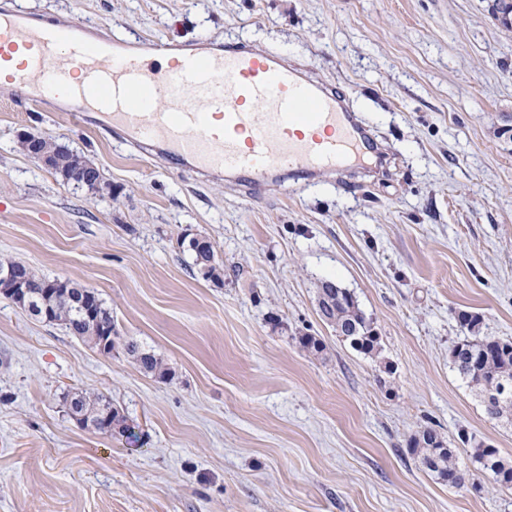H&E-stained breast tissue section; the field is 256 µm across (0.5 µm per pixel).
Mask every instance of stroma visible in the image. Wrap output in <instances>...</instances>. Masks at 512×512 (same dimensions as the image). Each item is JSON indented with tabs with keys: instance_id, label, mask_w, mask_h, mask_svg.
<instances>
[{
	"instance_id": "stroma-1",
	"label": "stroma",
	"mask_w": 512,
	"mask_h": 512,
	"mask_svg": "<svg viewBox=\"0 0 512 512\" xmlns=\"http://www.w3.org/2000/svg\"><path fill=\"white\" fill-rule=\"evenodd\" d=\"M492 0H0L116 36L275 50L339 84L396 157L355 180L245 198L147 146L33 108L0 84V260L93 289L143 372L0 296V512H512L471 445L512 464V425L454 369L457 314L512 341V30ZM31 132L93 161L64 183L18 148ZM202 236L224 268L192 270ZM330 281L379 337L355 350L318 311ZM312 336L321 353L298 339ZM111 400L130 434L67 412ZM434 428L465 483L408 453ZM122 349L134 361V363L145 373H150L160 380H166L168 370L164 368L163 363L153 353L140 348L134 340H125L122 343Z\"/></svg>"
}]
</instances>
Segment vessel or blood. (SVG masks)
Returning <instances> with one entry per match:
<instances>
[{"instance_id": "1", "label": "vessel or blood", "mask_w": 512, "mask_h": 512, "mask_svg": "<svg viewBox=\"0 0 512 512\" xmlns=\"http://www.w3.org/2000/svg\"><path fill=\"white\" fill-rule=\"evenodd\" d=\"M158 57L166 68L155 67ZM0 79L36 105L64 89L77 123L100 113L127 141L250 195L291 178L366 168L376 152L335 84L245 45L95 43L82 27L62 32L0 11Z\"/></svg>"}]
</instances>
